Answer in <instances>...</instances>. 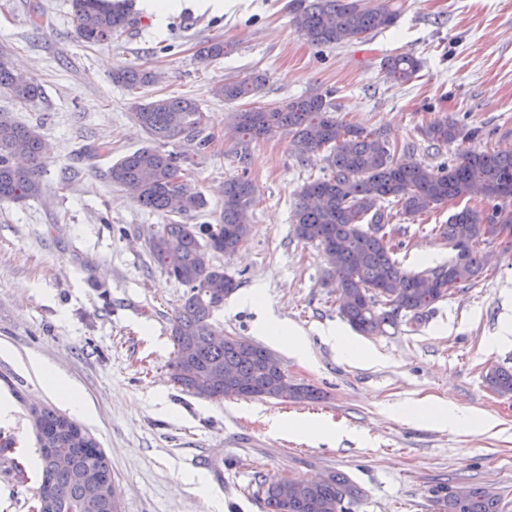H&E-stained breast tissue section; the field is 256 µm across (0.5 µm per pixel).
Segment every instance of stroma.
Returning a JSON list of instances; mask_svg holds the SVG:
<instances>
[{"mask_svg": "<svg viewBox=\"0 0 512 512\" xmlns=\"http://www.w3.org/2000/svg\"><path fill=\"white\" fill-rule=\"evenodd\" d=\"M290 2L224 0L220 16L186 8L161 31L141 11L130 31L88 45L75 36L71 0H0V46L43 89L27 104L0 93V114L38 127L51 145L43 194L0 204V433L12 437L28 476L0 467V512H32L40 484L28 404L63 408L35 359L79 391L78 422L107 454L123 512H265L258 476L333 471L362 491L350 512H440L438 490L464 485L498 493L512 512V397L484 382L489 367L512 369V342L497 339L512 322V250L484 245L493 260L474 285L435 304L420 326L359 337L372 358L347 363L325 336L345 321L335 289L321 284L323 252L296 239L292 224L297 190L330 172L327 153L299 155L284 132L241 142L232 120L257 102L327 91L338 119L386 135L397 160L436 166L469 148L510 153L512 0H394L393 27L332 48L298 32ZM214 38L224 56L201 60L198 49ZM403 52L422 67L398 84L381 62ZM119 67L152 69L156 81L128 89L112 81ZM256 73L266 78L257 99L228 103L211 93ZM169 97L194 98L212 138L204 149L194 140L166 146L187 157L188 180L206 200L196 223H221L225 181L245 174L255 187L246 243L214 257L238 284L216 326L273 352L289 380L319 388L322 400H207L172 381L171 319L185 289L145 246L164 218L108 176L146 143L133 104ZM445 114L481 128V138L428 143L422 127ZM94 144L98 152L86 154ZM480 204L470 197L396 216L402 269L447 264L454 252L437 225ZM255 290L261 307L240 304ZM266 321L301 333L306 358L264 335ZM415 401L451 402L493 426L451 432L398 416ZM294 421L334 434L321 442L286 430Z\"/></svg>", "mask_w": 512, "mask_h": 512, "instance_id": "35a3bbf8", "label": "stroma"}]
</instances>
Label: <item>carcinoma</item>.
<instances>
[{
	"label": "carcinoma",
	"instance_id": "cac0c4a2",
	"mask_svg": "<svg viewBox=\"0 0 512 512\" xmlns=\"http://www.w3.org/2000/svg\"><path fill=\"white\" fill-rule=\"evenodd\" d=\"M77 38L96 45L135 25L124 10L108 7L104 0H71ZM293 22L313 45L334 47L362 41L393 26L398 10L392 0H296ZM421 61L410 53L386 58L383 69L397 83L410 81ZM149 69L119 68L112 81L131 90L152 84ZM263 78L255 75L231 80L211 89L227 102L257 95ZM0 92L33 102L40 86L23 75L0 49ZM327 96L312 94L275 106H257L234 113L233 126L242 140L251 142L286 131L300 153L326 149L331 173L303 184L296 192L295 237L323 250L324 284L347 298L339 305L342 317L363 335L386 333L413 324L432 306L481 274L484 255L477 246L499 236L498 225L512 226V154L468 150L450 164L429 167L398 162L391 145L380 133L368 132L336 119ZM134 120L151 143L129 152L112 164V183L134 190L147 210L169 218L151 230L146 247L153 264L168 278L186 288L171 328L172 380L186 393L205 399L224 398V369L235 372L245 398L281 399L288 377L264 364L270 351L251 340L209 341L215 332L211 319L224 306V297L238 287L212 261V254H235L246 242L250 226L247 212L255 202L252 182L242 176L224 184V223L214 230L188 223L206 206L203 196L188 182L181 156L161 145L177 139L197 138L203 132L204 112L192 98H157L132 106ZM437 144L471 140L477 131H463L456 119L444 116L423 128ZM50 145L41 132L0 118V203L21 202L43 193L42 172ZM480 188L488 206L465 208L439 225L455 258L446 265L408 273L394 258L393 240L401 227L392 223L393 202L402 213L415 215L474 194ZM469 226V237L458 240V227ZM486 385L501 396H512V370L496 368L485 375ZM298 401H315L323 393L312 385L288 394ZM39 456L41 482L34 512H113L116 494L112 470L95 440L75 421L48 408L30 410ZM70 445L66 466H59L52 448ZM12 443L0 439V464L25 478L21 463L9 456ZM256 494L265 512H345L341 502L354 503L361 492L350 477L334 471L309 481L278 475H261ZM446 512H502L500 497L482 487H471L465 508L454 492L443 496Z\"/></svg>",
	"mask_w": 512,
	"mask_h": 512
}]
</instances>
